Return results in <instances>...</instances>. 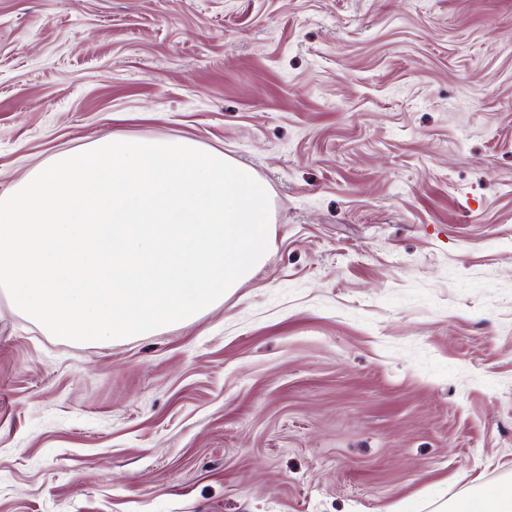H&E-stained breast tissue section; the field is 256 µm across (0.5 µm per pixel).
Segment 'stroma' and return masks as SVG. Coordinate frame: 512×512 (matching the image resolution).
I'll return each mask as SVG.
<instances>
[{"instance_id": "1", "label": "stroma", "mask_w": 512, "mask_h": 512, "mask_svg": "<svg viewBox=\"0 0 512 512\" xmlns=\"http://www.w3.org/2000/svg\"><path fill=\"white\" fill-rule=\"evenodd\" d=\"M120 133L252 168L188 324L0 293V512H443L512 480V0H0V193Z\"/></svg>"}]
</instances>
